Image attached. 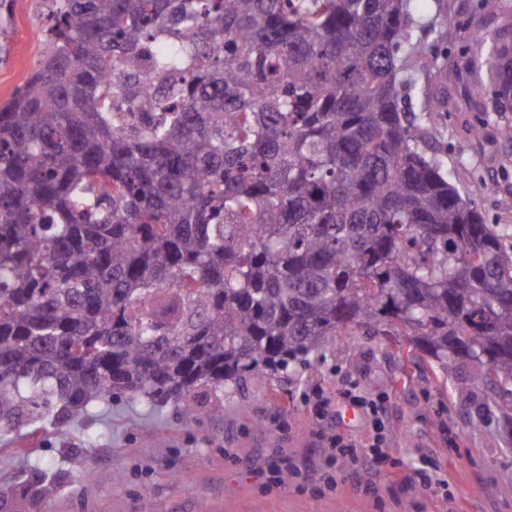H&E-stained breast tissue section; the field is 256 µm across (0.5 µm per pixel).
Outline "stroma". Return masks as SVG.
<instances>
[{
	"label": "stroma",
	"instance_id": "stroma-1",
	"mask_svg": "<svg viewBox=\"0 0 512 512\" xmlns=\"http://www.w3.org/2000/svg\"><path fill=\"white\" fill-rule=\"evenodd\" d=\"M45 0H12L0 9V103L29 74L41 47ZM425 51L413 90L401 106L420 112L426 99L448 98L427 145L474 195L487 223L512 233V139L500 133L512 112H486L487 98L468 68L473 32L512 25V0L496 14L478 0H420ZM453 25L438 37L437 22ZM488 125L481 137L470 126ZM472 366L441 373L425 353L362 331L329 337L309 365L270 377L247 375L243 389L211 399L195 415L166 406L153 411L116 402L95 420L77 414L63 429H28L0 439V487L34 483L30 460L46 463L61 486L35 512H139L149 491L151 512H512V441L488 384L470 383ZM356 384L385 406L388 461L340 467L329 461L305 393L337 395ZM99 445H85L88 434ZM438 463L448 488L434 494L394 477L395 469ZM107 474L84 479L87 467Z\"/></svg>",
	"mask_w": 512,
	"mask_h": 512
}]
</instances>
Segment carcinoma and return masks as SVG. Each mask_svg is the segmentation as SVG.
Listing matches in <instances>:
<instances>
[{"instance_id": "obj_1", "label": "carcinoma", "mask_w": 512, "mask_h": 512, "mask_svg": "<svg viewBox=\"0 0 512 512\" xmlns=\"http://www.w3.org/2000/svg\"><path fill=\"white\" fill-rule=\"evenodd\" d=\"M416 0H49L0 105V437L114 399L193 414L344 329L487 367L512 432V249L412 85ZM512 112V38L474 41ZM45 473L15 512L50 500Z\"/></svg>"}]
</instances>
